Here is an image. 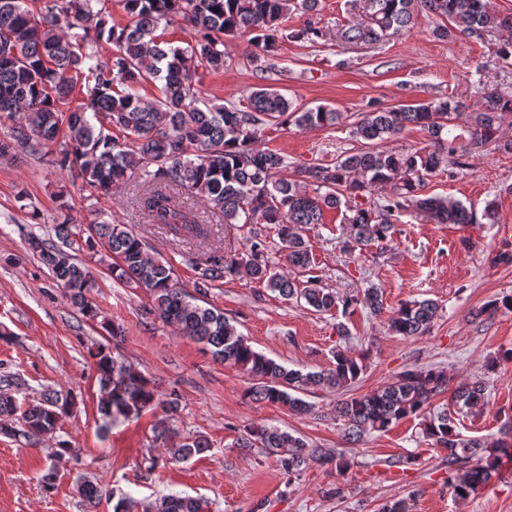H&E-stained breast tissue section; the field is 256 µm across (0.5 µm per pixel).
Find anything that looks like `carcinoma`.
<instances>
[{"label":"carcinoma","instance_id":"carcinoma-1","mask_svg":"<svg viewBox=\"0 0 512 512\" xmlns=\"http://www.w3.org/2000/svg\"><path fill=\"white\" fill-rule=\"evenodd\" d=\"M39 2L32 10L28 3ZM108 0H0V118L18 119L10 136L0 138V157L19 149L38 155L48 145L59 148L45 162L63 171L92 197H110L125 182L127 172H140L144 193L141 212L148 224H160L183 242L204 243L214 214L238 229L246 225L274 227L288 267L312 270V249L300 233L303 226L323 223L326 210H336L375 188L387 191L383 202L347 207L349 248L364 250L396 232L401 213L413 210L437 224H471L473 214L453 197L424 194L426 181L449 157L492 146L512 153V140H503L504 123L512 124V95L491 87L482 104L471 111L448 99L383 106L374 103L359 114L352 135L358 151L329 163L288 161L276 149L258 147L268 127L300 130L333 126L341 113L318 105L297 104L280 92L259 85L246 105L225 104L202 95L198 71L224 70V38L248 35L265 52L279 39L282 22L293 7L316 14L320 0H122L128 20L110 23ZM354 19L340 39L347 44H378L410 31L418 17L435 19L432 34L440 40L461 33L479 39L495 31L512 32V14L491 12L485 0H349ZM190 25L195 37L186 48L175 47L158 33L160 25ZM312 44L324 38L310 22L291 34ZM115 46L112 59L101 62L94 47L102 39ZM159 85L151 100L139 89ZM466 114V136L451 134L450 126ZM418 126L430 137L427 146L403 152L387 151L381 143ZM202 206H197V203ZM66 204L59 206L55 239L30 234L29 251L47 267L56 286L79 313L94 320L99 312L88 294L95 276L74 251H87L107 266L112 277L128 288L144 289L151 304L148 314L178 335L210 348L212 356L241 370L251 381L245 396L252 403L277 404L297 415L312 405L302 395L312 389L339 390L359 378L361 360L348 351L333 353L331 367L304 372L289 368L255 350L224 311L198 304V295L215 283L245 273L286 301L303 302L316 312L362 307L373 315L383 312L381 289L370 287L361 297H340L318 285L313 276L301 280L277 269L272 247L257 231H248L245 253L206 244L193 262L196 277L192 295L180 286L169 263L152 254L130 224L101 220L83 229L73 224ZM432 299L402 304L388 318V330L404 338L425 335L437 317ZM97 372L100 429L108 432L145 410L161 409L154 424L160 437L172 433L179 411L177 394L163 393L135 367L98 345L88 349ZM448 375L432 368H411L392 383L370 393L338 400L336 414L344 437L358 442L371 432H385L407 418L420 419V430L432 445L448 452L456 496L466 499L500 476V459L512 458V443L465 439L457 416L485 404L487 383L481 379L456 385L448 407L431 411L432 400L448 390ZM20 376L0 367V435L22 436L35 445L54 438L62 418L75 407L74 396L45 392L38 398H19ZM237 446L263 448L279 456L293 473L313 460L336 461L342 455L310 447L301 437L278 426L247 429ZM203 436L188 438L166 449L162 459H149L147 471L183 463L208 451ZM77 450L57 441L52 462L41 477L44 488L57 477ZM88 508L109 491L89 479L77 485ZM200 497L168 494L149 512H205Z\"/></svg>","mask_w":512,"mask_h":512}]
</instances>
